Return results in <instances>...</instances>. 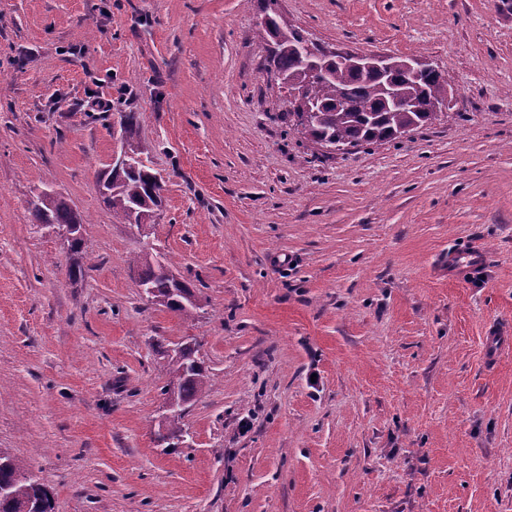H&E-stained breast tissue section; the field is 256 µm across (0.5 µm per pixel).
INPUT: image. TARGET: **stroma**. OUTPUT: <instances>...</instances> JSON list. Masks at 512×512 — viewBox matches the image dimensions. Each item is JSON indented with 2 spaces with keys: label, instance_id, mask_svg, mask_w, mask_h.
<instances>
[{
  "label": "stroma",
  "instance_id": "obj_1",
  "mask_svg": "<svg viewBox=\"0 0 512 512\" xmlns=\"http://www.w3.org/2000/svg\"><path fill=\"white\" fill-rule=\"evenodd\" d=\"M266 0H0V448L54 512H512V0H276L313 41L429 57L431 124L325 154L289 132ZM109 101L108 110L94 107ZM139 115L150 242L204 307L141 294L96 184ZM85 220L87 269L28 202ZM487 263L449 279L448 255ZM212 383L155 439L164 350Z\"/></svg>",
  "mask_w": 512,
  "mask_h": 512
}]
</instances>
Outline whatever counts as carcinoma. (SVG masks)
<instances>
[{"mask_svg": "<svg viewBox=\"0 0 512 512\" xmlns=\"http://www.w3.org/2000/svg\"><path fill=\"white\" fill-rule=\"evenodd\" d=\"M267 35L272 40L270 64L288 87V128L307 142L342 146L371 145L394 140L410 127L432 122L435 107L445 104L448 83L437 69L413 77L401 69L389 74L362 73L343 65L329 64L325 74L305 81L304 31L289 25L277 12L266 14ZM305 89V97L321 106L308 124L301 121L299 100L294 92ZM122 145L133 157L148 156L140 136L139 117L135 112L120 113ZM160 177L140 164L112 178V185L102 202L123 224H136L139 216L161 206ZM32 220L37 224H84L82 217L58 197L32 202ZM137 280L152 288L149 302L178 313L188 320L196 307L182 305L171 294L172 283L154 253L143 245L131 260ZM182 358L168 360V379L162 387L166 399L188 405L199 397L210 382V375L198 357L196 339L180 344ZM9 488L10 497L0 499V512H30L37 503L45 512L53 510L52 492L38 481L32 471L10 454L0 459V486Z\"/></svg>", "mask_w": 512, "mask_h": 512, "instance_id": "carcinoma-1", "label": "carcinoma"}]
</instances>
